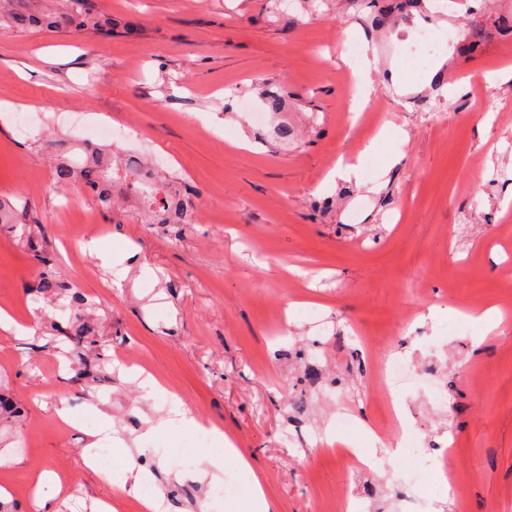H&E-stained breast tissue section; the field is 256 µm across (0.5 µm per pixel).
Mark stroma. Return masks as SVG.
<instances>
[{"label": "stroma", "mask_w": 512, "mask_h": 512, "mask_svg": "<svg viewBox=\"0 0 512 512\" xmlns=\"http://www.w3.org/2000/svg\"><path fill=\"white\" fill-rule=\"evenodd\" d=\"M112 17L105 38L0 27V195L26 198L46 225L48 257L107 314L106 360L90 391L75 380L59 315L35 301L39 264L0 233V310L24 333L0 330V389L20 417L0 422V500L38 512H91L128 465L151 474L115 505L143 512H237L252 473L278 512H334L342 485L376 512H397L396 481L432 443L457 451L469 480L467 512H512V324L490 334L457 314L463 303H501L512 275L504 203L512 185V0H98ZM426 15L450 45L416 70L400 45ZM351 31L374 49L379 73L366 104L402 138L362 129L347 139L354 85L336 38ZM430 86H423L424 77ZM465 84L443 94L445 81ZM286 88L292 140L256 126L243 103L264 110ZM125 128L113 150L152 151L197 194L191 224H144L131 208L102 211L76 186L55 188L56 147L84 146L88 128ZM354 150L359 176L326 185ZM85 244L68 248L71 235ZM125 253L103 267L88 242ZM412 325L400 326L405 312ZM390 351L414 381L399 398L412 453L367 432L386 410L360 352ZM172 380L197 420L230 433L253 466L213 467V448L174 454L193 429L170 424L163 394L131 375L133 360ZM80 420L64 425L59 396ZM127 451L111 477L82 450L100 414ZM302 437H295V430ZM372 448L376 469H352L337 446ZM52 472L62 481L36 485ZM438 468L421 470L412 495L423 512H457ZM230 482L223 498L214 487Z\"/></svg>", "instance_id": "35a3bbf8"}]
</instances>
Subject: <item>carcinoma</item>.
<instances>
[{"label": "carcinoma", "mask_w": 512, "mask_h": 512, "mask_svg": "<svg viewBox=\"0 0 512 512\" xmlns=\"http://www.w3.org/2000/svg\"><path fill=\"white\" fill-rule=\"evenodd\" d=\"M45 31L65 30L76 36L93 33L112 37V17L105 13L96 0H0V26ZM103 151L85 149L74 158L56 163L53 184L57 187L79 185L90 193L98 204L112 210L119 200L133 202L148 224H189L196 210V196L188 192L179 180L155 172L154 178L143 181L141 163L102 160ZM27 202L14 201L0 196V224L21 227V240L33 252L34 259L42 264L37 288L43 298L57 301L60 320L55 322L57 334L90 349L96 346L92 339L95 328L92 315L95 303L78 292L66 294L69 286L43 257L49 246L45 230H30L26 222Z\"/></svg>", "instance_id": "carcinoma-1"}]
</instances>
